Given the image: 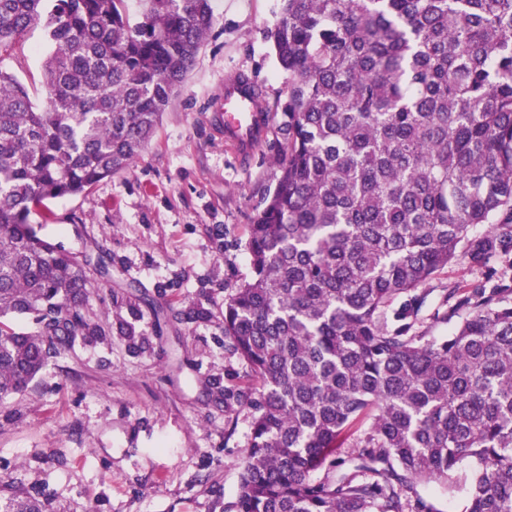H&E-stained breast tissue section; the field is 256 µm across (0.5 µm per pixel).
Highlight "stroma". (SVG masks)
<instances>
[{
  "mask_svg": "<svg viewBox=\"0 0 512 512\" xmlns=\"http://www.w3.org/2000/svg\"><path fill=\"white\" fill-rule=\"evenodd\" d=\"M278 0H213L215 24L159 128L131 170L84 195L51 203L41 235L75 256L103 257L89 313L112 321L119 300L144 296L140 326L151 349L74 343L21 393L0 404V500L38 495L45 512H234L250 413L228 418L224 389L257 392L224 338V301L250 274L247 230L279 171L266 148L238 158L218 123L224 81L239 72L262 85L268 106L286 83L264 32ZM39 32L0 66L44 99ZM483 272L457 261L437 272L421 313L445 289L469 290ZM163 317H155L154 306ZM193 305L209 320L186 322ZM473 464L452 474L453 493L419 486L441 512H462Z\"/></svg>",
  "mask_w": 512,
  "mask_h": 512,
  "instance_id": "1",
  "label": "stroma"
}]
</instances>
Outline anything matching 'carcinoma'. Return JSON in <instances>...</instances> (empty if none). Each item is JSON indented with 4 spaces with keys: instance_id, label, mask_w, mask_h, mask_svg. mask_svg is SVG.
Segmentation results:
<instances>
[{
    "instance_id": "cac0c4a2",
    "label": "carcinoma",
    "mask_w": 512,
    "mask_h": 512,
    "mask_svg": "<svg viewBox=\"0 0 512 512\" xmlns=\"http://www.w3.org/2000/svg\"><path fill=\"white\" fill-rule=\"evenodd\" d=\"M127 2L0 0V55L33 29L49 46L42 105L0 70V401L112 335L33 216L131 169L214 24L211 0H140L135 22ZM266 38L287 78L265 143L280 175L224 300L259 385L235 395L251 413L235 512H440L417 487H449L465 458L464 512H512V285L448 289L445 337L418 318L439 270L512 252V0H279ZM129 315L117 329L141 353Z\"/></svg>"
}]
</instances>
